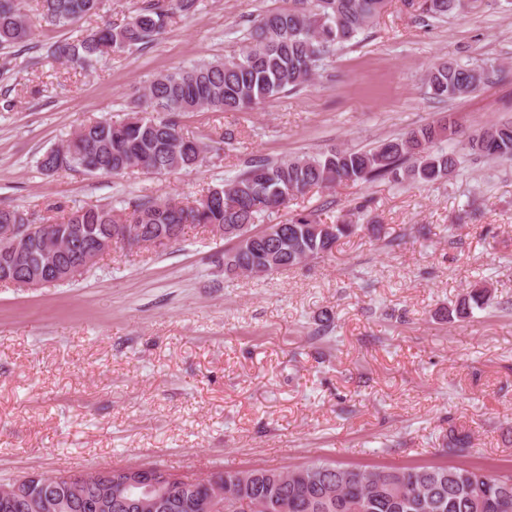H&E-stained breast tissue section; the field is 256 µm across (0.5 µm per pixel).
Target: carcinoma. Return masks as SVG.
I'll list each match as a JSON object with an SVG mask.
<instances>
[{
    "label": "carcinoma",
    "mask_w": 512,
    "mask_h": 512,
    "mask_svg": "<svg viewBox=\"0 0 512 512\" xmlns=\"http://www.w3.org/2000/svg\"><path fill=\"white\" fill-rule=\"evenodd\" d=\"M103 0H36L27 11L22 0H0V49L27 43L35 22L66 27L97 14ZM299 7L268 11L252 21L234 56L198 60L153 78L134 101L133 116L123 122L93 119L61 146L45 152L40 169L119 175L142 170L154 175L193 169L206 160L210 145L184 135L180 117L189 112H239L308 84L321 63L353 43L384 11L387 0H294ZM196 0H142L120 26L90 28L73 39L53 43L48 56L70 68L88 70L114 52L145 48L176 15H188ZM466 0H422V13L434 19L465 10ZM484 71L476 66L444 63L427 74L436 98L453 99L475 92ZM448 136V125L433 122L387 139L368 149H331L311 157L272 161L252 159L246 169L221 186L184 203L175 198L147 200L130 213L107 206L80 207L48 223L45 236L28 239L21 267L9 258L11 245L0 241V274L33 276L80 263L97 245L112 240L129 249L143 242L164 247L189 225L224 231L238 240L224 251V274L264 276L286 271L307 260H324L336 243L357 225H329L310 214L285 224L253 230L258 217L278 211L313 188L331 189L344 182L389 179L429 184L448 177L458 165L456 153L435 149ZM465 147L485 157L512 159V123L493 125ZM16 208H0V224H30ZM492 304L491 291L474 287L454 309L465 319L473 309ZM60 512H77L97 485L61 486L41 475ZM234 490L224 497V512H512V473L437 466L342 468L317 460L282 471L274 468L226 470L198 479L182 494L184 502L216 495V485Z\"/></svg>",
    "instance_id": "carcinoma-1"
}]
</instances>
